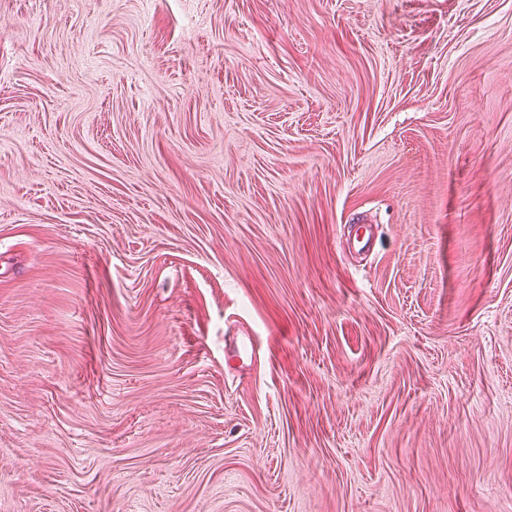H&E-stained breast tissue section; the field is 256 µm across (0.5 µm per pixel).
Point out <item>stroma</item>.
Wrapping results in <instances>:
<instances>
[{"instance_id":"obj_1","label":"stroma","mask_w":512,"mask_h":512,"mask_svg":"<svg viewBox=\"0 0 512 512\" xmlns=\"http://www.w3.org/2000/svg\"><path fill=\"white\" fill-rule=\"evenodd\" d=\"M0 512H512V0H0Z\"/></svg>"}]
</instances>
